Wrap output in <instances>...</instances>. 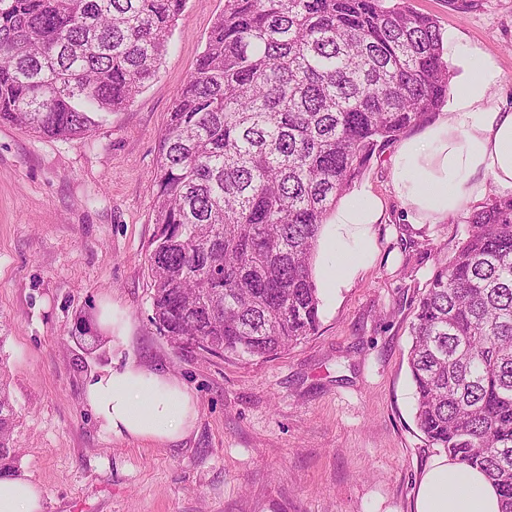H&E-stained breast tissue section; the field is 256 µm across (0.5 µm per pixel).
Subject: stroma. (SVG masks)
<instances>
[{
	"label": "stroma",
	"instance_id": "stroma-1",
	"mask_svg": "<svg viewBox=\"0 0 512 512\" xmlns=\"http://www.w3.org/2000/svg\"><path fill=\"white\" fill-rule=\"evenodd\" d=\"M499 69L512 105V0H405ZM224 0H187L159 73L93 131L49 138L0 124V360L18 418L15 475L46 512H412L439 456L415 421L410 326L467 213L411 224L390 185L386 144L358 178L384 201L371 255L347 287L320 289L319 326L264 359L180 349L151 320L145 265L155 234L153 171L172 104ZM126 313V339L93 341L100 300ZM136 360L198 402L172 443L115 437L84 398L90 374Z\"/></svg>",
	"mask_w": 512,
	"mask_h": 512
}]
</instances>
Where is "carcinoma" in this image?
Instances as JSON below:
<instances>
[{
    "label": "carcinoma",
    "mask_w": 512,
    "mask_h": 512,
    "mask_svg": "<svg viewBox=\"0 0 512 512\" xmlns=\"http://www.w3.org/2000/svg\"><path fill=\"white\" fill-rule=\"evenodd\" d=\"M186 0H0V123L92 131L155 77ZM441 28L405 0H224L159 137L152 321L178 348L264 359L313 334L323 224L382 144L445 106ZM419 300L415 419L512 512V195ZM17 412L0 379V474Z\"/></svg>",
    "instance_id": "obj_1"
}]
</instances>
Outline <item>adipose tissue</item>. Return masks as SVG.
I'll list each match as a JSON object with an SVG mask.
<instances>
[{
  "label": "adipose tissue",
  "mask_w": 512,
  "mask_h": 512,
  "mask_svg": "<svg viewBox=\"0 0 512 512\" xmlns=\"http://www.w3.org/2000/svg\"><path fill=\"white\" fill-rule=\"evenodd\" d=\"M462 72L447 111L397 147L391 186L412 224H439L466 205L481 202L488 185L512 193V107L490 93L499 76L478 51L459 48ZM384 202L370 187L353 186L332 212L320 237L332 274L329 288L346 287L367 259L370 225L380 223ZM85 401L112 435L170 443L193 428L197 400L177 379L129 360L90 375ZM39 486L14 474L0 476V512H45ZM499 496L486 476L440 455L430 463L415 495V512H499Z\"/></svg>",
  "instance_id": "obj_1"
}]
</instances>
